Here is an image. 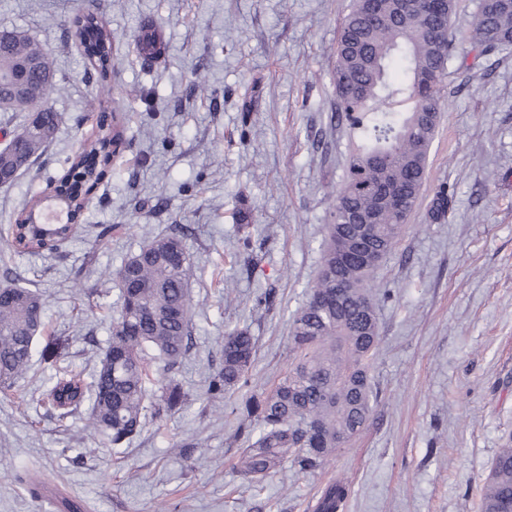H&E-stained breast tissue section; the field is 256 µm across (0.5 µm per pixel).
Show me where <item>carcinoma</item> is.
<instances>
[{
	"label": "carcinoma",
	"instance_id": "cac0c4a2",
	"mask_svg": "<svg viewBox=\"0 0 512 512\" xmlns=\"http://www.w3.org/2000/svg\"><path fill=\"white\" fill-rule=\"evenodd\" d=\"M434 8L451 16L455 0H439L436 7L430 0H352L341 23L332 72L334 119L350 122L359 144L349 155L343 182L332 191L319 272L307 302L293 317L295 360L276 384L242 400L245 419L260 424L235 463L252 486L288 460L302 470L323 465L374 412L371 369L380 339L375 271L395 249L418 200L453 59L450 27L428 23ZM98 10L95 5L79 11L71 24L83 31L84 58L105 83L112 76L115 36ZM466 35L483 53L511 46L512 4L480 0ZM137 47L144 55L157 53L155 33L140 32ZM18 76L21 89L13 84ZM60 91L53 60L43 46L20 30L0 29V112L22 114L15 139L0 150L1 173L18 175L45 153L58 126L48 102ZM399 104L405 110L396 109ZM121 141L118 126L97 125L59 183L87 196L103 179L114 144ZM38 201L39 195L31 196L7 228L17 253L52 251L77 232L26 223L27 211ZM345 210L377 216L373 258L350 257L355 227L341 223ZM183 236L179 229L152 238L110 273L121 299L112 336L91 381L74 374L51 388L59 418L88 398L90 426L117 445L139 434L148 416L160 417L183 402L185 394L176 384L159 395L146 388L147 359L172 367L190 348L193 265ZM43 309L37 291L0 285V387L5 391L29 368V349L41 331ZM221 353L208 384L215 401L249 387L255 339L248 329L235 328L225 334ZM350 494L347 480L333 481L321 491L314 512H343ZM481 512H512V442L492 461L481 491Z\"/></svg>",
	"mask_w": 512,
	"mask_h": 512
}]
</instances>
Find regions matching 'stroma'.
I'll list each match as a JSON object with an SVG mask.
<instances>
[{
    "mask_svg": "<svg viewBox=\"0 0 512 512\" xmlns=\"http://www.w3.org/2000/svg\"><path fill=\"white\" fill-rule=\"evenodd\" d=\"M349 2L98 0L116 37L106 107L124 143L78 231L56 250L16 255L7 227L26 196L68 169L92 131L80 117L100 82L69 25L79 0H0V28L38 39L62 87L49 101L60 115L54 141L0 186V257L45 300L31 368L0 394V512H61L64 499L81 512H312L340 478L352 486L344 512H481L491 461L512 439V47L484 55L463 41L477 0H456L426 179L378 272L391 296L379 305L368 425L321 468L289 463L254 488L234 469L248 440L242 396L215 407L207 393L232 329L256 342L251 392L294 360L292 317L318 272L328 194L358 140L332 118ZM145 26L163 45L152 62L136 46ZM198 72L210 94L194 89ZM443 189L449 208L430 219ZM177 224L191 229V349L174 369L153 363L149 387L177 383L185 400L115 446L89 427V402L61 420L47 394L60 377H90L107 347L120 292L106 273Z\"/></svg>",
    "mask_w": 512,
    "mask_h": 512,
    "instance_id": "1",
    "label": "stroma"
}]
</instances>
